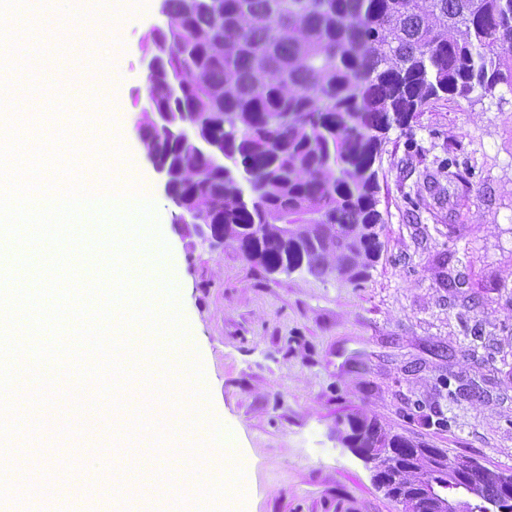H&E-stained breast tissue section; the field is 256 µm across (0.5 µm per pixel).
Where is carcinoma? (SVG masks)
<instances>
[{"label":"carcinoma","instance_id":"carcinoma-1","mask_svg":"<svg viewBox=\"0 0 512 512\" xmlns=\"http://www.w3.org/2000/svg\"><path fill=\"white\" fill-rule=\"evenodd\" d=\"M152 34L164 64L147 82L153 111L188 112L224 137L211 160L141 128L147 148L179 160L175 206L192 202L246 260L275 271L361 279L381 247L375 172L383 136L446 94L512 87V0H164ZM344 442L402 463L396 500L426 483L451 498L478 491L479 512H512L495 472L466 480L430 465L427 448L359 414Z\"/></svg>","mask_w":512,"mask_h":512}]
</instances>
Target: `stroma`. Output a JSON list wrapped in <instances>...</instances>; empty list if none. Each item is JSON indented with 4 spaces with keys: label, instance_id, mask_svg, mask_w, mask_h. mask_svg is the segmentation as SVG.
Segmentation results:
<instances>
[{
    "label": "stroma",
    "instance_id": "1",
    "mask_svg": "<svg viewBox=\"0 0 512 512\" xmlns=\"http://www.w3.org/2000/svg\"><path fill=\"white\" fill-rule=\"evenodd\" d=\"M160 3L121 0L92 33L63 27L101 58L68 107L50 69L53 28L18 27L11 80L27 84L30 104L15 119L27 149L68 130L81 177L130 168L151 191L206 406L235 436L243 512H402L339 440L336 421L352 413L512 470V87L432 99L409 130L389 131L374 165L381 249L363 280L272 273L235 244L213 247L173 224L136 128ZM71 405L60 387L48 404H20L34 433L0 445V461L17 450L30 459L26 473L0 474L15 512H52L56 478L68 471L92 478L77 502L90 512H169L170 449L138 432L155 466L145 471L113 446L111 399L75 419ZM91 443L100 450L92 460L82 452ZM48 445L58 449L50 459Z\"/></svg>",
    "mask_w": 512,
    "mask_h": 512
}]
</instances>
